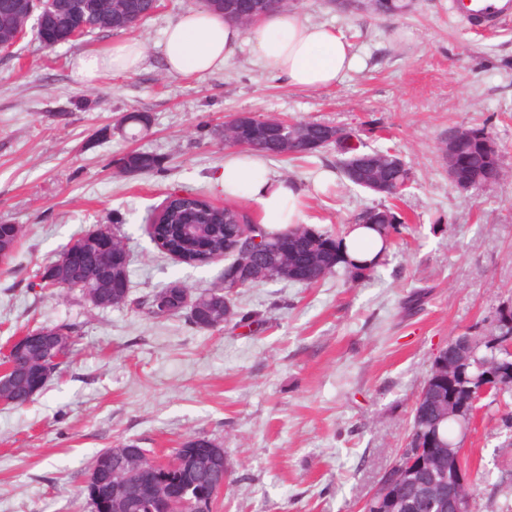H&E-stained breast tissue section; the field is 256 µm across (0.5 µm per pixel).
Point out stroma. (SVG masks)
<instances>
[{
    "mask_svg": "<svg viewBox=\"0 0 512 512\" xmlns=\"http://www.w3.org/2000/svg\"><path fill=\"white\" fill-rule=\"evenodd\" d=\"M294 3L359 54L336 87L290 85L246 46L223 71L169 74L164 31L199 0H161L130 30L54 47L28 33L0 53V224L23 230L14 259L0 264V355L30 328L67 323L75 340L71 362L28 404L0 406V512H90L99 451L168 454L195 436L224 450L229 482L217 512H359L405 444L436 353L451 337L482 335L512 303V17L471 24L452 0H413L395 16ZM132 39L145 47L137 69L74 78L78 54ZM130 112L148 115L147 132L117 133ZM237 112L356 129L369 147L402 156L412 181L396 204L407 228L370 278L256 284L234 302L257 323L218 330L33 286L74 236L117 216L132 297L175 281L194 293L220 287L223 262L189 266L161 253L145 219L175 190L224 202L221 130ZM457 127L490 132L500 181L479 190L449 181L439 143ZM133 150L156 156L158 168H116ZM340 158L332 144L270 158L274 175L306 192L303 225L336 234L384 203L337 176ZM324 170L336 177L314 190ZM500 416L484 408L463 440L480 480L469 512L512 501V435Z\"/></svg>",
    "mask_w": 512,
    "mask_h": 512,
    "instance_id": "35a3bbf8",
    "label": "stroma"
}]
</instances>
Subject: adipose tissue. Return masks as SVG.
<instances>
[{"label":"adipose tissue","instance_id":"ef3b65f1","mask_svg":"<svg viewBox=\"0 0 512 512\" xmlns=\"http://www.w3.org/2000/svg\"><path fill=\"white\" fill-rule=\"evenodd\" d=\"M245 43L264 71L306 89L336 86L359 63L351 43L339 30L309 22L294 10L270 15L247 29L206 10L187 11L167 26L163 52L170 74L203 77L223 70ZM142 57L141 43L125 41L104 52L80 53L72 61V71L77 80L90 82L107 72L133 71ZM220 186L225 196L252 204L267 230H281L301 221L300 190L272 175L262 154H225ZM340 253L352 264L378 263L383 256V237L375 227L351 225L342 236Z\"/></svg>","mask_w":512,"mask_h":512}]
</instances>
